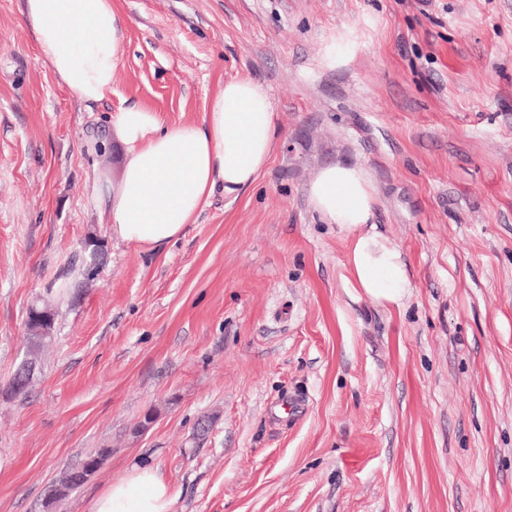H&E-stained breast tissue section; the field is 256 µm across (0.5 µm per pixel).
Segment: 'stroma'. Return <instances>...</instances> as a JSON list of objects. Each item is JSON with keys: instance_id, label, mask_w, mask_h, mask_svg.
I'll return each mask as SVG.
<instances>
[{"instance_id": "1", "label": "stroma", "mask_w": 512, "mask_h": 512, "mask_svg": "<svg viewBox=\"0 0 512 512\" xmlns=\"http://www.w3.org/2000/svg\"><path fill=\"white\" fill-rule=\"evenodd\" d=\"M112 6L124 53L87 104L40 57L24 0H0V512H91L141 466L173 512H512V0ZM239 77L275 112L254 186L216 191L160 250L112 239L110 114L198 124ZM339 161L371 177L401 304L357 288L350 236L310 203ZM43 298L55 339L14 398ZM104 457L105 451H101L96 454L89 455L80 465L68 467L63 472L62 477L57 482L49 486L51 489L47 495L48 506L59 503L68 496V493L71 490L84 483V480L100 466ZM89 462H92L95 467L92 472L85 475L84 466Z\"/></svg>"}]
</instances>
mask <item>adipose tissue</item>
I'll return each instance as SVG.
<instances>
[{
	"instance_id": "adipose-tissue-1",
	"label": "adipose tissue",
	"mask_w": 512,
	"mask_h": 512,
	"mask_svg": "<svg viewBox=\"0 0 512 512\" xmlns=\"http://www.w3.org/2000/svg\"><path fill=\"white\" fill-rule=\"evenodd\" d=\"M24 15L51 70L84 102L112 95L122 56L112 0H25ZM120 149L117 171L99 194L112 215V238L154 250L176 240L216 189L252 186L273 152L276 127L264 88L247 77L224 82L201 124L168 125L147 107L110 118ZM313 208L351 239L348 262L358 288L378 304L399 302L411 286L400 252L369 225L370 175L357 165L321 168L308 188ZM174 496L151 468H139L99 494L91 512H173Z\"/></svg>"
}]
</instances>
